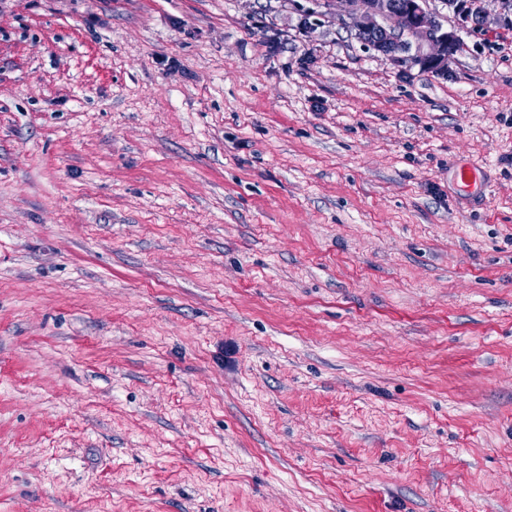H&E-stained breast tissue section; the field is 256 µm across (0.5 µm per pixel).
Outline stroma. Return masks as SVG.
I'll return each instance as SVG.
<instances>
[{"label":"stroma","instance_id":"obj_1","mask_svg":"<svg viewBox=\"0 0 512 512\" xmlns=\"http://www.w3.org/2000/svg\"><path fill=\"white\" fill-rule=\"evenodd\" d=\"M342 10L0 0V512H512V30ZM494 1L497 10L493 22L512 29L511 0H440L446 15L430 8V0H338L355 31L356 38L368 51L376 52L397 67L448 77L449 64L462 43L457 33L466 29L482 35L491 22L485 7ZM452 14L455 25L448 29L442 19Z\"/></svg>","mask_w":512,"mask_h":512}]
</instances>
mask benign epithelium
<instances>
[{
  "label": "benign epithelium",
  "instance_id": "1",
  "mask_svg": "<svg viewBox=\"0 0 512 512\" xmlns=\"http://www.w3.org/2000/svg\"><path fill=\"white\" fill-rule=\"evenodd\" d=\"M344 5L356 38L368 51L376 52L402 69L419 68L437 76H449V64L462 43L458 30L481 35L492 22L512 29V0H494L495 15H489L488 0H440L455 20L445 26V15L430 8V0H323Z\"/></svg>",
  "mask_w": 512,
  "mask_h": 512
}]
</instances>
